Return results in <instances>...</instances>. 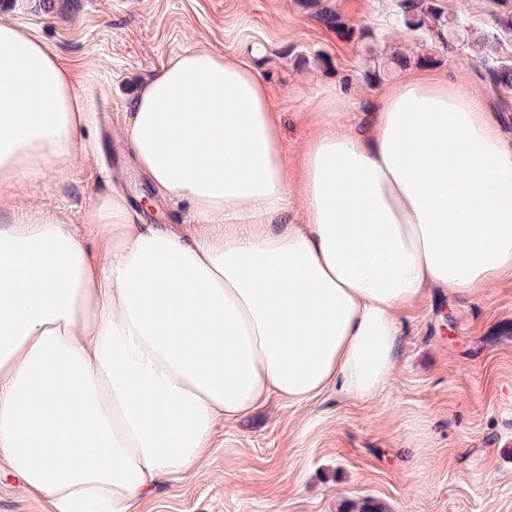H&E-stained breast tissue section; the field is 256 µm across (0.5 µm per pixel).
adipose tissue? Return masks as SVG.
I'll use <instances>...</instances> for the list:
<instances>
[{
    "mask_svg": "<svg viewBox=\"0 0 512 512\" xmlns=\"http://www.w3.org/2000/svg\"><path fill=\"white\" fill-rule=\"evenodd\" d=\"M127 110L137 166L209 232L136 223L119 190L90 213L96 253L0 212V461L53 512H135L271 395L374 399L426 284L469 297L512 271V142L451 76L381 93L374 138L316 137L301 224L277 110L238 55L184 51ZM91 121L72 70L0 17V189L96 154Z\"/></svg>",
    "mask_w": 512,
    "mask_h": 512,
    "instance_id": "obj_1",
    "label": "adipose tissue"
}]
</instances>
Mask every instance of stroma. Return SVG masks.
Returning <instances> with one entry per match:
<instances>
[{"label":"stroma","mask_w":512,"mask_h":512,"mask_svg":"<svg viewBox=\"0 0 512 512\" xmlns=\"http://www.w3.org/2000/svg\"><path fill=\"white\" fill-rule=\"evenodd\" d=\"M364 40L347 41L321 25L300 0H76L66 15L41 0H0V16L57 51L104 111L90 137L101 150L76 157L64 175L46 173L15 186L9 202L27 214L73 225L92 249L88 224L98 195L121 187L148 224L191 231L190 205L156 195L122 136L126 105L152 72L203 46L241 55L265 78L280 114L288 163L287 222L300 223L296 181L302 155L326 127L366 132L380 93L418 71L433 54L445 73L491 99L493 121L512 140V93L483 80L464 35L493 27L495 0H437L458 23L448 44L410 32L395 15L399 0H329ZM404 53L409 67L393 65ZM328 56L331 67L308 63ZM379 77L365 84V70ZM348 95L345 110L325 108V92ZM151 196L150 207L141 199ZM401 346L383 393L367 403L336 392L291 403L271 396L260 409L222 425L196 477L163 479L142 512H341L364 498L387 512H512V274L471 297L428 286L399 314ZM0 512H50L47 501L0 475Z\"/></svg>","instance_id":"stroma-1"}]
</instances>
